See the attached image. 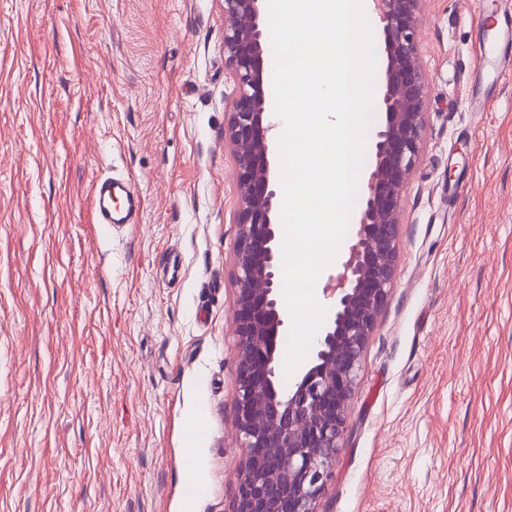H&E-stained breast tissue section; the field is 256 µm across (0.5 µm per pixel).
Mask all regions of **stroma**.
<instances>
[{
	"label": "stroma",
	"instance_id": "obj_1",
	"mask_svg": "<svg viewBox=\"0 0 512 512\" xmlns=\"http://www.w3.org/2000/svg\"><path fill=\"white\" fill-rule=\"evenodd\" d=\"M489 2H420V156L321 512H512V77L470 101ZM224 25V0H0V512H234ZM107 176L138 223L93 222Z\"/></svg>",
	"mask_w": 512,
	"mask_h": 512
}]
</instances>
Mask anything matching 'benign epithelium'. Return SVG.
<instances>
[{
	"label": "benign epithelium",
	"mask_w": 512,
	"mask_h": 512,
	"mask_svg": "<svg viewBox=\"0 0 512 512\" xmlns=\"http://www.w3.org/2000/svg\"><path fill=\"white\" fill-rule=\"evenodd\" d=\"M262 0H224V65L236 93L224 138L236 161L235 252L239 341L234 408L244 464L234 512H320L345 432L361 356L391 287L404 185L425 126L427 78L419 50L420 0H374L382 24L384 122L371 145L373 170L343 271L325 289L334 313L309 368L289 387L278 378L287 321L277 299L279 200L271 176Z\"/></svg>",
	"instance_id": "1"
}]
</instances>
